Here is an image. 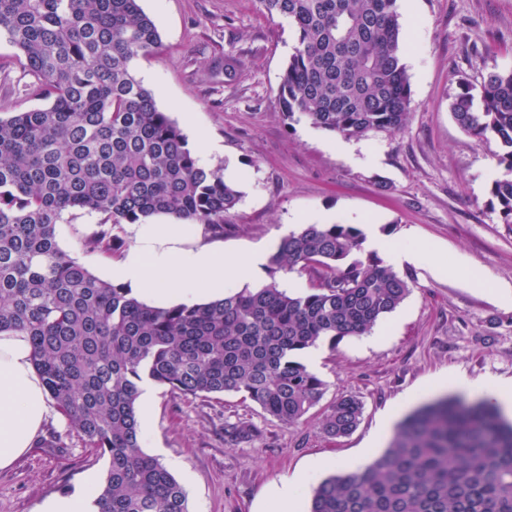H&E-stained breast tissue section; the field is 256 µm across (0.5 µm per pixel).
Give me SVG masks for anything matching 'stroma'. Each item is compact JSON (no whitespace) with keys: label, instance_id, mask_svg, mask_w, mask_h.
<instances>
[{"label":"stroma","instance_id":"stroma-1","mask_svg":"<svg viewBox=\"0 0 512 512\" xmlns=\"http://www.w3.org/2000/svg\"><path fill=\"white\" fill-rule=\"evenodd\" d=\"M162 46L140 58L136 75L154 90L158 108L185 136L208 129L220 145L209 166L230 171L243 197L224 221L225 246L278 242L305 224L373 222L395 243L432 242L469 273L436 274L430 259L399 267L411 281L405 301L372 330L373 341L320 345L313 370L328 384L320 405L296 426L266 415L235 394L182 396L155 385L152 426L143 450L182 464L174 476L189 512H257L271 487L318 458L363 456L384 417L401 422L434 399L442 377L512 382V224L502 223L490 188L501 147L466 134L450 104L460 80L480 85L512 70V0H397L412 107L393 134L347 139L308 121L284 120L281 74L296 43L287 20H267L257 0H141ZM236 73L225 77L226 58ZM32 77L14 48L0 43V114L34 106ZM96 216L57 226L63 251L94 275L106 256L85 251L83 233ZM363 405L357 429L330 438L318 419L335 398ZM248 426L250 439L230 442L226 424ZM68 422L51 412L26 453L0 471V512H36L41 498L70 494L87 474L105 478Z\"/></svg>","mask_w":512,"mask_h":512}]
</instances>
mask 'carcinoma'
<instances>
[{"instance_id":"obj_1","label":"carcinoma","mask_w":512,"mask_h":512,"mask_svg":"<svg viewBox=\"0 0 512 512\" xmlns=\"http://www.w3.org/2000/svg\"><path fill=\"white\" fill-rule=\"evenodd\" d=\"M397 0H258L297 36L281 76L284 117L344 137L404 128L411 110ZM0 42L35 76L43 101L0 116V331L29 336L33 364L57 411L97 458L107 460L97 512H189L187 496L145 453L140 383L194 397L237 394L278 421L301 423L327 391L304 350L364 336L411 292L377 256L358 258L355 224H308L284 237L270 275L312 270L302 294L271 280L224 300L159 309L93 275L57 241L64 215L98 216L88 251L120 247L112 228L166 214L224 233L241 192L201 165L156 104L135 64L161 45L140 0H0ZM457 124L494 136L501 174L491 195L512 224V71L479 88L460 81ZM363 413L336 399L324 434L352 433ZM307 512H512V423L482 400L428 403L359 472L314 489Z\"/></svg>"}]
</instances>
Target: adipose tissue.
I'll return each mask as SVG.
<instances>
[{"label":"adipose tissue","mask_w":512,"mask_h":512,"mask_svg":"<svg viewBox=\"0 0 512 512\" xmlns=\"http://www.w3.org/2000/svg\"><path fill=\"white\" fill-rule=\"evenodd\" d=\"M129 249L112 258L104 273L112 283L157 308L223 299L228 288L260 283L270 245L225 247L201 224L155 215L128 228ZM52 401L32 363L28 337L0 333V470L30 447L51 412Z\"/></svg>","instance_id":"1"}]
</instances>
